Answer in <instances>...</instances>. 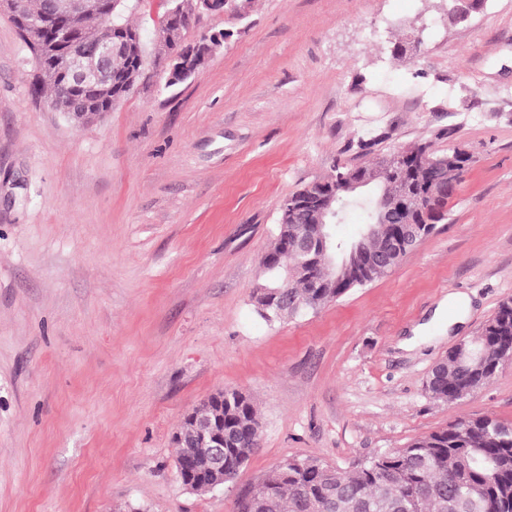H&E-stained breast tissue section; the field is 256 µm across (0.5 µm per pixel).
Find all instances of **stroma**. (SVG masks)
Instances as JSON below:
<instances>
[{"mask_svg":"<svg viewBox=\"0 0 512 512\" xmlns=\"http://www.w3.org/2000/svg\"><path fill=\"white\" fill-rule=\"evenodd\" d=\"M196 76H145L77 127L31 92L0 12V512H237L272 470H349L464 417L512 425V360L437 401L432 366L512 298V0H237ZM422 143L472 161L448 218L387 276L296 318L254 291L280 206ZM456 328L435 319L440 305ZM250 395L260 447L185 488L173 441L212 394Z\"/></svg>","mask_w":512,"mask_h":512,"instance_id":"stroma-1","label":"stroma"}]
</instances>
